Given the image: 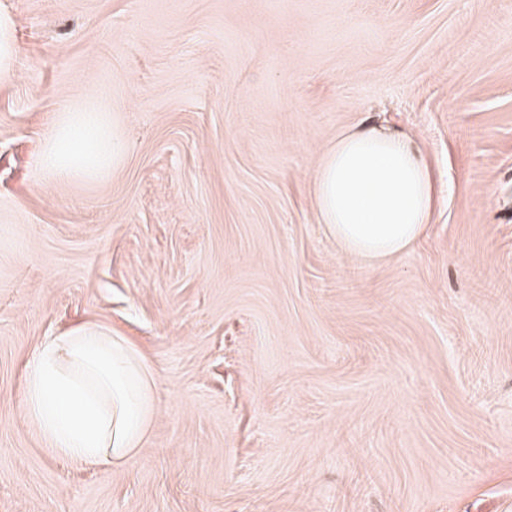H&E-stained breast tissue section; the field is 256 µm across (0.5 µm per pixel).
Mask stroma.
<instances>
[{
    "instance_id": "stroma-1",
    "label": "stroma",
    "mask_w": 512,
    "mask_h": 512,
    "mask_svg": "<svg viewBox=\"0 0 512 512\" xmlns=\"http://www.w3.org/2000/svg\"><path fill=\"white\" fill-rule=\"evenodd\" d=\"M0 512H512V0H0ZM126 150L62 184L58 112ZM407 135L438 204L382 264L320 224L340 132ZM98 321L158 413L127 468L26 422L39 343ZM15 19L13 15L0 10V86L11 83L15 74L14 52Z\"/></svg>"
}]
</instances>
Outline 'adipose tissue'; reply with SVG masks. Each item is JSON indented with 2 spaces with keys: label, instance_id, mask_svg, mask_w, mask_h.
I'll return each instance as SVG.
<instances>
[{
  "label": "adipose tissue",
  "instance_id": "1",
  "mask_svg": "<svg viewBox=\"0 0 512 512\" xmlns=\"http://www.w3.org/2000/svg\"><path fill=\"white\" fill-rule=\"evenodd\" d=\"M125 146L109 113L59 112L40 165L57 181L108 174ZM321 223L340 246L369 263L410 251L435 207L431 173L409 137L374 127L339 133L313 176ZM157 408L152 375L111 328L88 322L46 337L28 370L24 413L50 452L109 472L125 466Z\"/></svg>",
  "mask_w": 512,
  "mask_h": 512
}]
</instances>
